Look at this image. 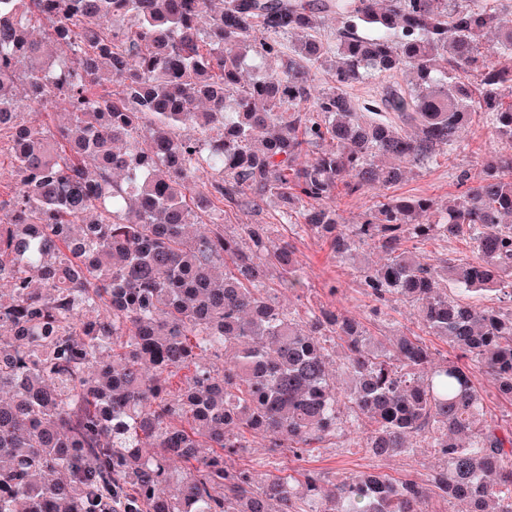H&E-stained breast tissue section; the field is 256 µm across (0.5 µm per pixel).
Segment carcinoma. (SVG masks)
I'll return each mask as SVG.
<instances>
[{
    "label": "carcinoma",
    "instance_id": "obj_1",
    "mask_svg": "<svg viewBox=\"0 0 512 512\" xmlns=\"http://www.w3.org/2000/svg\"><path fill=\"white\" fill-rule=\"evenodd\" d=\"M322 13L341 18L333 39L284 43ZM43 20L67 55L45 58ZM0 55L16 177L0 191V512H512V427L484 418L472 378L512 403V308L485 304L512 302V152L460 172L475 185L449 205L391 196L343 229L325 204L453 150L472 113L512 149L511 19L476 0H0ZM327 62L316 94L308 68ZM398 71L415 83L378 106L343 91ZM55 98L68 121H20ZM269 202L338 265L378 245L386 262L360 269L370 315L413 307L455 356L280 305L305 286L292 243L219 222ZM459 237L474 260L406 246ZM348 426L374 458L431 448L438 464L422 483L365 471L331 488L228 464L248 433L300 458Z\"/></svg>",
    "mask_w": 512,
    "mask_h": 512
}]
</instances>
